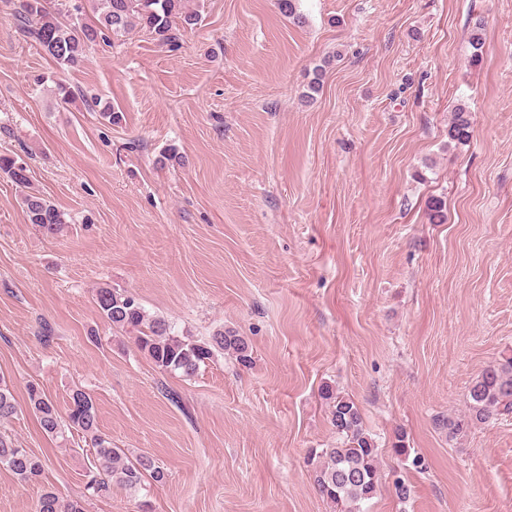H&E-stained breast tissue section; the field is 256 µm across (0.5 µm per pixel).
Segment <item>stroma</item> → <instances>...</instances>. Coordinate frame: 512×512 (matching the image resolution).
<instances>
[{
    "label": "stroma",
    "instance_id": "1",
    "mask_svg": "<svg viewBox=\"0 0 512 512\" xmlns=\"http://www.w3.org/2000/svg\"><path fill=\"white\" fill-rule=\"evenodd\" d=\"M190 3L179 48L136 30L64 71L0 0V154L30 176L0 172V378L22 406L7 431L46 461L27 483L0 468V512L81 496L94 459L42 431L32 382L61 408L86 390L115 446L164 467L154 512H333L307 465L336 441L327 383L378 446L368 512H512V414L454 440L439 426L512 352V0H297L301 24L278 0ZM460 103L464 144L448 139ZM27 190L63 234L28 224ZM105 283L180 335L238 330L252 366L162 372L101 317ZM468 107L459 104L452 113L450 122L448 123V139L450 142L457 144L466 143L471 136V120ZM0 171H3L15 182L18 186L28 188L29 176L28 165L21 158L1 155L0 156Z\"/></svg>",
    "mask_w": 512,
    "mask_h": 512
}]
</instances>
